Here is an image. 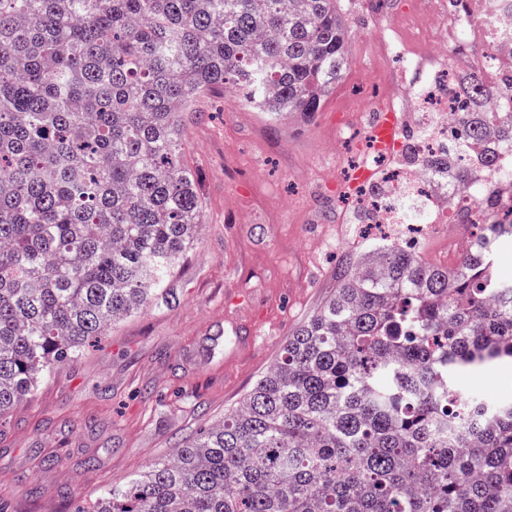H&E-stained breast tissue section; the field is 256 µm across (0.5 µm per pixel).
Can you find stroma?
<instances>
[{
	"label": "stroma",
	"instance_id": "1",
	"mask_svg": "<svg viewBox=\"0 0 512 512\" xmlns=\"http://www.w3.org/2000/svg\"><path fill=\"white\" fill-rule=\"evenodd\" d=\"M350 70L374 76L368 44L415 0L373 18L344 0ZM334 90L320 112L272 118L217 91L184 118L183 153L204 224L159 298L126 319L0 420L7 512H92L108 488L233 410L289 336L336 288L337 264L370 251L338 176L356 150L336 143Z\"/></svg>",
	"mask_w": 512,
	"mask_h": 512
}]
</instances>
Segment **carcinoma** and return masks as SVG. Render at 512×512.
<instances>
[{"label":"carcinoma","instance_id":"cac0c4a2","mask_svg":"<svg viewBox=\"0 0 512 512\" xmlns=\"http://www.w3.org/2000/svg\"><path fill=\"white\" fill-rule=\"evenodd\" d=\"M349 62L342 0H0V419L146 308L202 226L183 117L311 116ZM462 142L512 114L462 74ZM512 222L450 269L383 243L338 269L239 406L97 512H512V398L455 400L512 364Z\"/></svg>","mask_w":512,"mask_h":512}]
</instances>
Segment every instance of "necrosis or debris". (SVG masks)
Listing matches in <instances>:
<instances>
[{
  "instance_id": "necrosis-or-debris-1",
  "label": "necrosis or debris",
  "mask_w": 512,
  "mask_h": 512,
  "mask_svg": "<svg viewBox=\"0 0 512 512\" xmlns=\"http://www.w3.org/2000/svg\"><path fill=\"white\" fill-rule=\"evenodd\" d=\"M436 33L422 50L405 54L398 36L376 39L375 54L399 59L398 73H386L379 92L361 107L359 127L337 123V141L358 138L365 147L356 167L345 171L344 198L370 224L386 225L389 233L415 245L430 225L485 224L491 217L512 220V155H502L497 167L471 165L466 188L443 185L429 173L426 163L434 155L454 152L460 143L463 114L460 92L453 76L461 67L492 72L497 82L490 105L512 110V0H430ZM473 29L487 37V52L474 61L459 34ZM437 69L429 78L420 73L427 63ZM415 113L413 129L390 150L378 149L371 129L379 113ZM380 175L359 181L362 167Z\"/></svg>"
}]
</instances>
